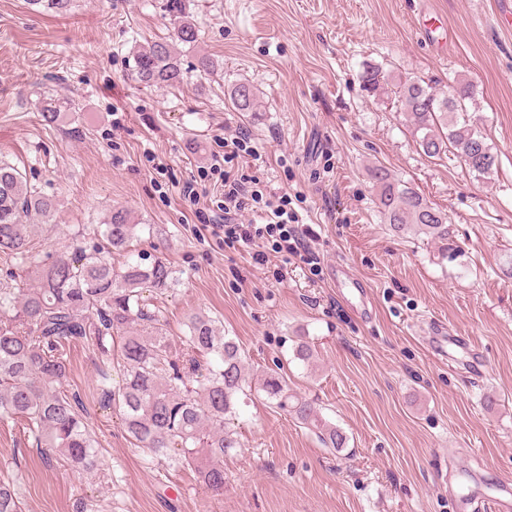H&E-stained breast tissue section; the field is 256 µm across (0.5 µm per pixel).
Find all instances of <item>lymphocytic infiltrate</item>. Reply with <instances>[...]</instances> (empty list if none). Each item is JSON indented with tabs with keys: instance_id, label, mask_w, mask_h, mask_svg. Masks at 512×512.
Segmentation results:
<instances>
[{
	"instance_id": "lymphocytic-infiltrate-1",
	"label": "lymphocytic infiltrate",
	"mask_w": 512,
	"mask_h": 512,
	"mask_svg": "<svg viewBox=\"0 0 512 512\" xmlns=\"http://www.w3.org/2000/svg\"><path fill=\"white\" fill-rule=\"evenodd\" d=\"M222 143L223 152L213 153L208 167L185 180L178 189L179 195L195 204L208 189H216L220 195L217 207L223 211L224 221L210 225V233L227 247L252 249L256 264L267 263L268 253L262 249L267 242L273 252L316 264L312 233L301 228L288 193L267 189L255 176L236 169V159L258 154L251 137L239 131L223 138ZM247 212L254 213V221L242 222L241 217Z\"/></svg>"
}]
</instances>
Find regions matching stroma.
<instances>
[{"instance_id":"1","label":"stroma","mask_w":512,"mask_h":512,"mask_svg":"<svg viewBox=\"0 0 512 512\" xmlns=\"http://www.w3.org/2000/svg\"><path fill=\"white\" fill-rule=\"evenodd\" d=\"M163 2L77 0L59 15L0 0V158L54 202L35 252L129 210L137 228L112 262L171 263L179 282L157 301L167 335H181L193 313L220 319L251 372L282 375L347 445L325 447L254 394L227 423L241 446L224 458L223 496L211 497L190 469L147 467L118 412L100 408L102 358L80 343L63 385L81 396L100 442L96 476L46 458L12 421L0 422V475L19 477L25 512H78L83 500L100 512H491L449 495L448 451L475 483L512 480V19L495 0H189L200 36L181 49L184 81L146 88L131 78V50L170 35ZM433 15L436 48L420 35ZM203 52L217 64L208 75L196 69ZM370 67L441 90L470 81L492 172L425 157L396 103L365 90ZM240 82L257 89L258 111L232 107ZM51 95L74 101L81 137L44 125L39 102ZM221 128L255 142L260 159L242 161L249 174L302 193L292 206L314 234L317 269L275 254V280L247 250L201 232L215 204L190 206L175 184L208 164ZM375 165L447 212L456 259L381 222ZM339 261L370 287L371 321L341 296ZM435 323L484 353L483 377L433 355L424 337ZM303 341L315 345L314 363L296 359Z\"/></svg>"}]
</instances>
